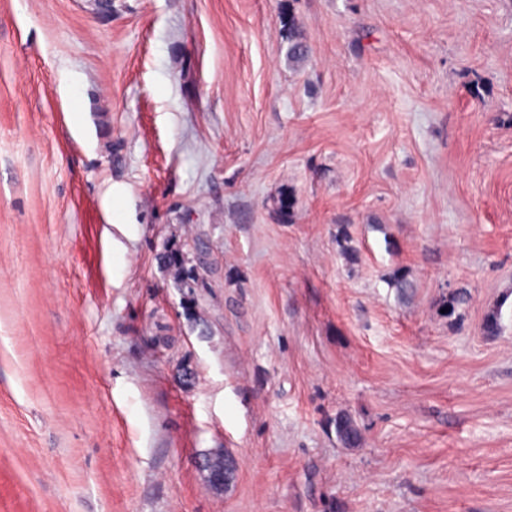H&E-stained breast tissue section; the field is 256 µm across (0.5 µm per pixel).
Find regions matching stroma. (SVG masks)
I'll use <instances>...</instances> for the list:
<instances>
[{"label": "stroma", "mask_w": 512, "mask_h": 512, "mask_svg": "<svg viewBox=\"0 0 512 512\" xmlns=\"http://www.w3.org/2000/svg\"><path fill=\"white\" fill-rule=\"evenodd\" d=\"M0 512H512V0H0ZM283 25L288 34L285 37L287 43L285 56L288 64L299 65L306 60L309 55V46L305 35L298 22L291 14H288L283 20ZM336 435L340 442L349 448L359 446L362 441L360 429L347 414H341L336 418ZM209 458L210 461L207 459H200L199 461V466L204 473L207 486L217 493L227 490L232 484L237 471L234 459L231 456H226L223 466L222 463L214 461L211 456ZM216 465L219 466V469L216 468ZM217 472H219L220 475H218Z\"/></svg>", "instance_id": "1"}]
</instances>
